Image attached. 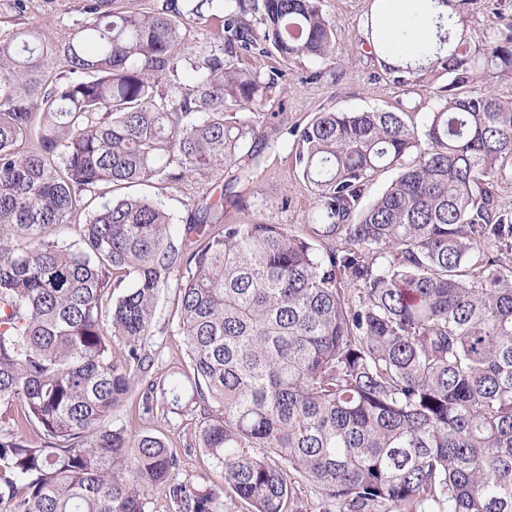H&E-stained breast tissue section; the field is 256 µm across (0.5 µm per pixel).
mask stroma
I'll list each match as a JSON object with an SVG mask.
<instances>
[{"label": "stroma", "instance_id": "1", "mask_svg": "<svg viewBox=\"0 0 512 512\" xmlns=\"http://www.w3.org/2000/svg\"><path fill=\"white\" fill-rule=\"evenodd\" d=\"M83 3L25 0L20 10L15 0H0V34L38 23L53 38L66 39L83 17ZM455 8L464 33L474 43L496 36L512 23V0H457ZM374 9L373 0H322L324 16L336 28L337 60L287 63L273 53L245 57L249 68L273 78L274 84L264 97L259 120L266 142L258 148L250 178L236 183L231 194L223 192L228 179L224 172L148 188L131 187V194L147 193L164 201L172 217L174 240H181L184 224L201 205L218 197L224 200L226 223L284 224L295 234L308 236L318 202L295 166L293 131L316 113L390 109L403 113L409 127L424 130L430 113L440 104L438 91L446 81L438 79L431 87L395 84L365 42L367 20ZM145 347L155 357V376L185 368L186 347L178 326L174 289L161 292ZM140 400V390L131 391L114 408L113 427L162 437L179 459L172 473L174 481L221 490L224 512H252L250 504L234 496L221 470L198 445L203 408L194 404L180 415L162 410L142 415L138 412Z\"/></svg>", "mask_w": 512, "mask_h": 512}]
</instances>
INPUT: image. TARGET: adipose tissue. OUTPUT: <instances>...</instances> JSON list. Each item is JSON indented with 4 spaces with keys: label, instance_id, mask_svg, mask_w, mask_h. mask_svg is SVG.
<instances>
[{
    "label": "adipose tissue",
    "instance_id": "1",
    "mask_svg": "<svg viewBox=\"0 0 512 512\" xmlns=\"http://www.w3.org/2000/svg\"><path fill=\"white\" fill-rule=\"evenodd\" d=\"M386 7L377 20L394 42L391 53L381 55L383 64L396 66L416 54L420 45L433 39L435 21L426 0H385Z\"/></svg>",
    "mask_w": 512,
    "mask_h": 512
}]
</instances>
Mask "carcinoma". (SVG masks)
<instances>
[{
    "mask_svg": "<svg viewBox=\"0 0 512 512\" xmlns=\"http://www.w3.org/2000/svg\"><path fill=\"white\" fill-rule=\"evenodd\" d=\"M255 2L86 0L63 42L0 35V512H152L160 493L222 512L216 491L171 481L162 438L112 428L135 384L144 414L211 411L201 447L254 512H292L294 476L324 512H512V210L492 190L512 98L478 85L512 75V26L473 45L440 23L426 61L389 69L403 87L448 77L421 135L385 109L296 130L319 250L283 224H226L221 201L179 246L159 199L91 207L100 184L247 177L271 81L242 55L259 39L285 61L337 55L321 0ZM259 8L257 38L243 16ZM207 10L213 43L188 26ZM380 168L397 174L363 208ZM164 288L189 365L157 378L144 345Z\"/></svg>",
    "mask_w": 512,
    "mask_h": 512,
    "instance_id": "cac0c4a2",
    "label": "carcinoma"
}]
</instances>
